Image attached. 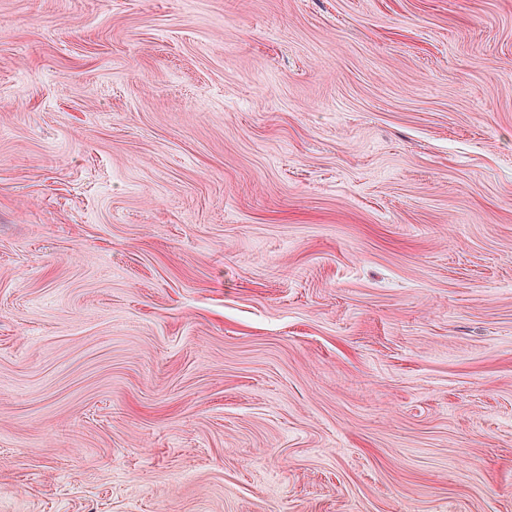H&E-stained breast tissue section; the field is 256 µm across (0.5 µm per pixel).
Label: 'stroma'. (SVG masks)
I'll return each mask as SVG.
<instances>
[{"label": "stroma", "mask_w": 512, "mask_h": 512, "mask_svg": "<svg viewBox=\"0 0 512 512\" xmlns=\"http://www.w3.org/2000/svg\"><path fill=\"white\" fill-rule=\"evenodd\" d=\"M0 512H512V0H0Z\"/></svg>", "instance_id": "35a3bbf8"}]
</instances>
